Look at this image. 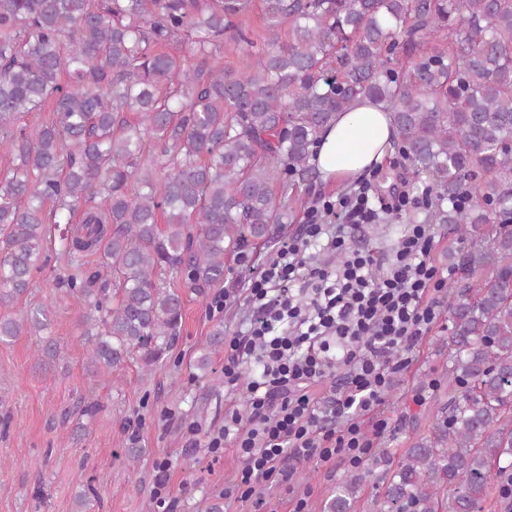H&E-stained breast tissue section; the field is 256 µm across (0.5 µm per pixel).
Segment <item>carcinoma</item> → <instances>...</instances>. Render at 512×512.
<instances>
[{
    "mask_svg": "<svg viewBox=\"0 0 512 512\" xmlns=\"http://www.w3.org/2000/svg\"><path fill=\"white\" fill-rule=\"evenodd\" d=\"M256 1L259 42L240 26ZM226 38L243 67L224 65ZM359 99L390 114L387 151L431 190L423 218L396 221L474 242L448 289V415L395 467L374 458L391 472L378 512H438L443 493L480 512L491 470L512 475V0H0V302L51 244L95 372L154 371L183 291L277 237L320 177L322 132ZM46 320L0 318V341ZM196 367L220 384L208 353ZM362 486L339 481L318 512H354Z\"/></svg>",
    "mask_w": 512,
    "mask_h": 512,
    "instance_id": "cac0c4a2",
    "label": "carcinoma"
}]
</instances>
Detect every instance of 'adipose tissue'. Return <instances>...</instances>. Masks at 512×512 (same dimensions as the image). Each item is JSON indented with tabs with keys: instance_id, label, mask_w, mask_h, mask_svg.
I'll return each mask as SVG.
<instances>
[{
	"instance_id": "adipose-tissue-1",
	"label": "adipose tissue",
	"mask_w": 512,
	"mask_h": 512,
	"mask_svg": "<svg viewBox=\"0 0 512 512\" xmlns=\"http://www.w3.org/2000/svg\"><path fill=\"white\" fill-rule=\"evenodd\" d=\"M390 136L389 116L368 102L339 113L323 135L315 164L326 180L353 179L381 163Z\"/></svg>"
}]
</instances>
